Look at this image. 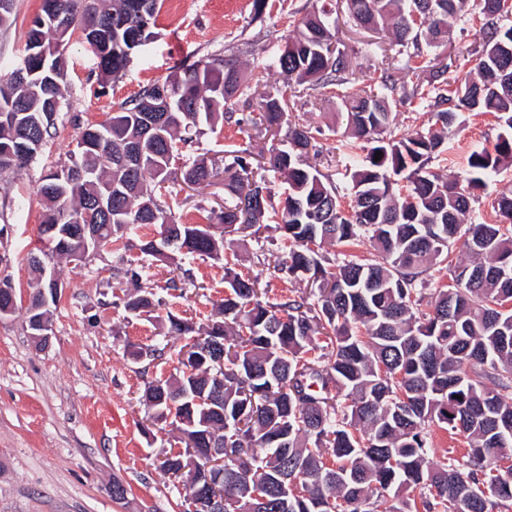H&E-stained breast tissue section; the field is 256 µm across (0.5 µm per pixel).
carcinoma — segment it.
Returning a JSON list of instances; mask_svg holds the SVG:
<instances>
[{"label":"carcinoma","mask_w":512,"mask_h":512,"mask_svg":"<svg viewBox=\"0 0 512 512\" xmlns=\"http://www.w3.org/2000/svg\"><path fill=\"white\" fill-rule=\"evenodd\" d=\"M61 19L40 11V24L26 31L32 74L22 84L15 68L0 70V175H19L35 159L33 144H46L56 122L48 116L65 99L64 57L59 43L85 22L86 0H56ZM99 26L110 51L94 49L104 77L126 66L123 47L148 25L163 0H97ZM346 0L350 19L365 29L388 30L397 54L408 53L429 71L427 84L408 98L429 115L413 133L394 124L387 92L395 90L393 67L380 70L377 85L356 91L347 77L333 10L315 6L289 20L296 34L268 65L287 81L336 87L346 114L338 162L349 178L335 184L308 162L313 139L307 125L291 123L288 99L259 95L266 70L251 78L227 67L235 62L202 56L146 86L100 123L85 127L69 163L45 176L38 188L42 223L76 224L104 196L108 212L97 232L113 252L129 251L130 235L147 225L174 238L160 258L157 240H144L139 255L122 259L124 274L141 278L146 263L224 259V249L258 224L274 223L288 241L279 262L287 277L310 291L271 301L258 277L225 268L227 292L220 316L192 323L172 313L158 317V335L181 340L177 348L135 347L134 359L169 355L180 359L194 336L224 337V405L177 408L170 424L205 432L192 450L206 455L224 446V512H512V191L494 200L496 221L465 223L478 196L512 166V6L505 0ZM428 17L426 31L413 14ZM483 20L481 49L448 55L438 66L431 55L448 50V20ZM473 63L475 77L460 81L453 69ZM169 95L167 120L145 139L136 165L128 147L141 139L142 115L160 92ZM260 97L258 126L288 148L273 149L269 171L287 185L280 208L271 206L269 180L248 148L229 149L224 165V210L199 212L182 222L158 203L171 184L208 186L217 176L203 158L183 151L204 128L233 118L224 105ZM462 112L492 114L503 123L493 149L468 147L466 176L445 177L432 166L448 131ZM365 152L360 156L359 152ZM380 160H375V154ZM79 165L84 181L66 178ZM368 242L369 258L338 260L327 245ZM315 243L317 249L310 248ZM462 244L471 257L456 255ZM443 264L448 282L434 285ZM125 308H155L138 289ZM197 377L178 369L148 384L145 412L202 390ZM443 424L465 437L468 450L432 458L430 428ZM298 483L288 496L279 486ZM261 488L259 500L247 486Z\"/></svg>","instance_id":"obj_1"}]
</instances>
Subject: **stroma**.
I'll list each match as a JSON object with an SVG mask.
<instances>
[{
    "label": "stroma",
    "instance_id": "35a3bbf8",
    "mask_svg": "<svg viewBox=\"0 0 512 512\" xmlns=\"http://www.w3.org/2000/svg\"><path fill=\"white\" fill-rule=\"evenodd\" d=\"M314 0H184L180 20L168 8L154 19V39L134 52L118 76L100 80L98 59L81 34L66 51L65 104L56 129L36 160L21 176H0V221L9 223L7 243L0 246V277L16 290L28 289L27 256L40 246L38 226L43 204L37 195L42 178L69 158L76 138L89 124L103 121L149 83L166 78L180 62L201 56L236 60L242 76L268 63L290 33L288 15L311 9ZM41 0H15L14 19L0 28V63L17 64L25 53V32ZM339 37L350 60L355 86L378 77L382 59L396 67L397 84L427 82L414 60L396 55L388 33H370L349 19L345 0H338ZM376 41L379 54L363 50ZM270 92H287L293 122L317 132L314 161L336 165L335 147L345 119L332 87H287L272 77ZM501 130L490 114H459L455 133L445 142L436 170L465 172L463 149L475 143L493 147ZM253 125L227 123L198 137L192 152L223 164L228 144L256 145ZM173 210L192 222L199 208L224 204L222 182L198 189H172ZM285 250L278 232L261 230L227 249L223 260H187V277L170 288L169 267L153 263L139 283L119 270L111 247L83 263L60 267L62 297L51 316L49 346L38 348L25 328L23 310L0 318V512H179L181 497L159 469L156 454L167 440L159 427H146L140 397L148 383L170 377L169 364L133 360L131 344H158L155 315L173 313L195 322L216 317L224 301V269L260 275L270 296L295 295L305 283L284 278L276 258ZM150 292L154 313L131 316L124 308L134 288ZM122 482L127 496L113 502L108 489Z\"/></svg>",
    "mask_w": 512,
    "mask_h": 512
}]
</instances>
